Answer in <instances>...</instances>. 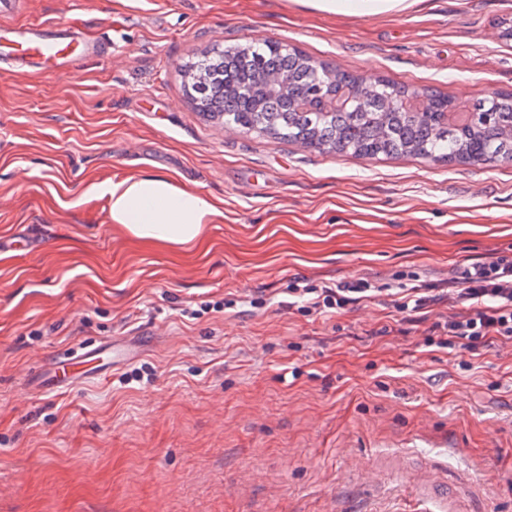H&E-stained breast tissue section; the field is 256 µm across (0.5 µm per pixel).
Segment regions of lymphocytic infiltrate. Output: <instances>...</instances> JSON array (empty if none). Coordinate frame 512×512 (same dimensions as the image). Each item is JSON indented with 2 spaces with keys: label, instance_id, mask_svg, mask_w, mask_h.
Masks as SVG:
<instances>
[{
  "label": "lymphocytic infiltrate",
  "instance_id": "f902f5d3",
  "mask_svg": "<svg viewBox=\"0 0 512 512\" xmlns=\"http://www.w3.org/2000/svg\"><path fill=\"white\" fill-rule=\"evenodd\" d=\"M371 290L367 280L345 284L304 286L298 289L306 310H346L366 300ZM463 305L464 310L437 316L431 332L437 333V347L459 348L478 353L487 343L512 345V253L496 252L488 260L464 267L447 287L403 289L393 302L402 312L416 314L444 302Z\"/></svg>",
  "mask_w": 512,
  "mask_h": 512
}]
</instances>
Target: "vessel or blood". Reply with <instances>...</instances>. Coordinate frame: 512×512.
Instances as JSON below:
<instances>
[{"instance_id":"vessel-or-blood-1","label":"vessel or blood","mask_w":512,"mask_h":512,"mask_svg":"<svg viewBox=\"0 0 512 512\" xmlns=\"http://www.w3.org/2000/svg\"><path fill=\"white\" fill-rule=\"evenodd\" d=\"M16 7L17 0H0L1 73L26 67L58 71L71 62L87 57L101 60L111 53L108 43L80 39L60 24L13 22L10 16ZM137 350V345L116 340L86 347L78 353L55 358L48 369L38 371V382L44 389L54 391L78 380L97 379L117 364L135 358Z\"/></svg>"}]
</instances>
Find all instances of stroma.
<instances>
[{"instance_id": "obj_1", "label": "stroma", "mask_w": 512, "mask_h": 512, "mask_svg": "<svg viewBox=\"0 0 512 512\" xmlns=\"http://www.w3.org/2000/svg\"><path fill=\"white\" fill-rule=\"evenodd\" d=\"M112 47L0 75V512H512V348L424 340L386 289L512 248V162L322 154L204 121L183 66L265 38L465 103L512 91V0H26ZM161 171L218 200L194 248L110 224L87 183ZM25 233L29 253L5 248ZM378 294L307 314L290 288ZM147 338L105 378L44 392L58 352ZM405 0H315L313 6L321 11L364 14L399 7Z\"/></svg>"}]
</instances>
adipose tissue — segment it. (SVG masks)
Instances as JSON below:
<instances>
[{"mask_svg": "<svg viewBox=\"0 0 512 512\" xmlns=\"http://www.w3.org/2000/svg\"><path fill=\"white\" fill-rule=\"evenodd\" d=\"M83 194L105 200L110 223L133 240L195 247L209 225L221 222L222 209L205 193L178 185L168 174L142 172L88 183Z\"/></svg>", "mask_w": 512, "mask_h": 512, "instance_id": "ef3b65f1", "label": "adipose tissue"}]
</instances>
